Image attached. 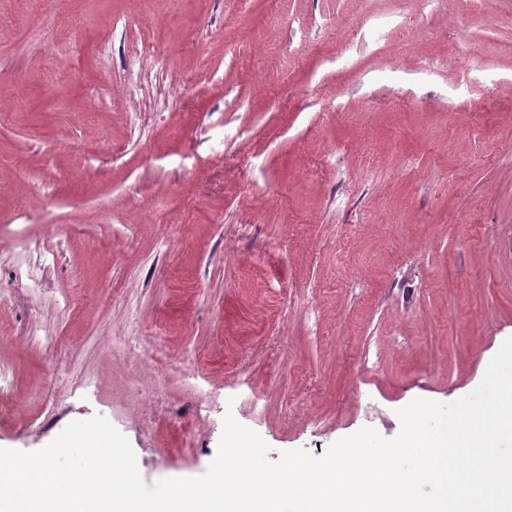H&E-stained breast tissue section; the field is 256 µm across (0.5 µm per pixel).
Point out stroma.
Returning a JSON list of instances; mask_svg holds the SVG:
<instances>
[{
	"label": "stroma",
	"mask_w": 512,
	"mask_h": 512,
	"mask_svg": "<svg viewBox=\"0 0 512 512\" xmlns=\"http://www.w3.org/2000/svg\"><path fill=\"white\" fill-rule=\"evenodd\" d=\"M0 295V448L395 438L512 337V0H0Z\"/></svg>",
	"instance_id": "35a3bbf8"
}]
</instances>
